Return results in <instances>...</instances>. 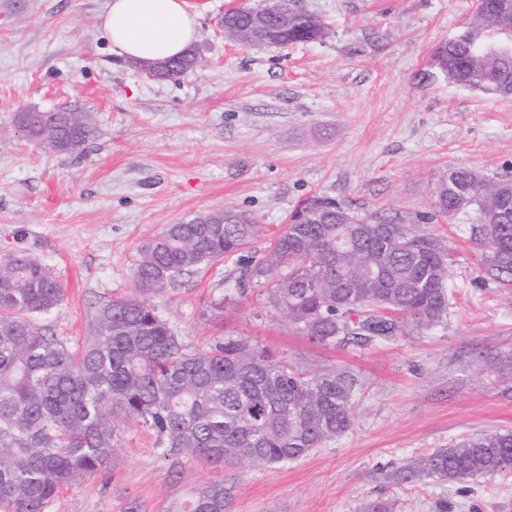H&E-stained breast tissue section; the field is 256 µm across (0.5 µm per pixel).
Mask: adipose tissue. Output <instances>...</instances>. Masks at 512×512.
<instances>
[{
	"instance_id": "1",
	"label": "adipose tissue",
	"mask_w": 512,
	"mask_h": 512,
	"mask_svg": "<svg viewBox=\"0 0 512 512\" xmlns=\"http://www.w3.org/2000/svg\"><path fill=\"white\" fill-rule=\"evenodd\" d=\"M197 18L188 0H109L102 28L114 55L165 60L188 50Z\"/></svg>"
}]
</instances>
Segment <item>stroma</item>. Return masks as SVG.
Here are the masks:
<instances>
[{"label":"stroma","mask_w":512,"mask_h":512,"mask_svg":"<svg viewBox=\"0 0 512 512\" xmlns=\"http://www.w3.org/2000/svg\"><path fill=\"white\" fill-rule=\"evenodd\" d=\"M188 2L202 64L149 80L98 32L107 0H0V262L23 252L52 270L63 300L38 323L81 344L97 303L131 291L142 242L243 211L261 235L154 299L157 315L190 351L249 336L307 374L350 368L353 425L288 464L220 466L167 455L129 424L110 465L45 512H167L219 480L225 512H358L376 497L396 512H512V469L467 485L391 477L449 441L512 430V372L495 361L512 350V285L483 266L473 215L439 216L434 198L455 168L512 181V96L449 83L429 65L466 29L474 0H299L326 34L288 46L225 39V12L259 0ZM25 107L91 113L95 133L77 152H54L16 131ZM316 197L428 216L424 232L448 246L447 324L324 346L266 308L240 272ZM228 292L235 303L212 312Z\"/></svg>","instance_id":"obj_1"}]
</instances>
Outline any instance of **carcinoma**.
Listing matches in <instances>:
<instances>
[{"label": "carcinoma", "mask_w": 512, "mask_h": 512, "mask_svg": "<svg viewBox=\"0 0 512 512\" xmlns=\"http://www.w3.org/2000/svg\"><path fill=\"white\" fill-rule=\"evenodd\" d=\"M263 8L224 13V36L250 43ZM484 41L463 31L439 45L431 66L448 81L496 96L512 95V53L491 49L512 28V0H476ZM325 24L283 4L277 44L316 42ZM172 79L195 67L194 50L169 59ZM23 137L75 152L94 127L85 112H55L23 126ZM512 182L454 169L435 189L442 216L471 209V236L483 262L512 277ZM422 215L350 213L336 200L303 203L245 277L264 288L267 304L313 342L387 340L410 326H440L448 317V248L420 232ZM244 212L226 208L170 224L143 243L133 288L100 302L94 336L73 348L34 318L63 299L58 278L39 261L16 255L0 263V512H44L59 489L104 469L119 447L121 423L152 431L167 454L199 461L277 465L298 460L351 429L355 375L330 368L311 375L263 346L228 335L207 349L184 350L153 300L179 278L243 250L260 233ZM512 468V432L451 441L399 466V483L463 484ZM224 482L193 490L168 512H225Z\"/></svg>", "instance_id": "cac0c4a2"}]
</instances>
